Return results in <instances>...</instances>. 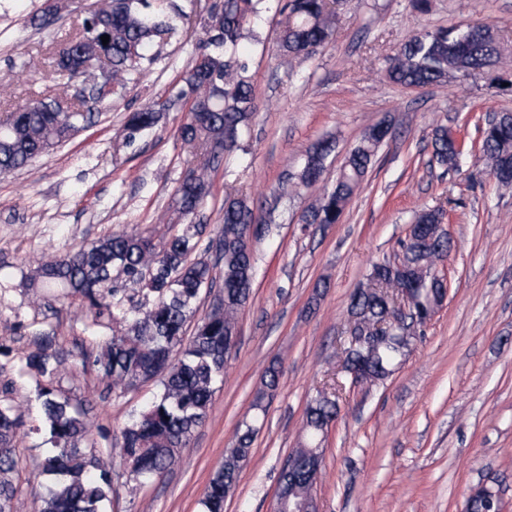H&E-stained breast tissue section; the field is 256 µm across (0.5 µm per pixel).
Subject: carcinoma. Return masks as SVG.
Instances as JSON below:
<instances>
[{"label": "carcinoma", "mask_w": 512, "mask_h": 512, "mask_svg": "<svg viewBox=\"0 0 512 512\" xmlns=\"http://www.w3.org/2000/svg\"><path fill=\"white\" fill-rule=\"evenodd\" d=\"M263 0H220L217 24L207 26V38L199 46L191 66L181 78L175 96L148 104L129 113L120 136L125 144L159 125L173 103L187 107L179 128L182 142L198 152L202 162L187 170L175 191L177 212L196 216L211 194L209 172L224 154L239 147L244 131L257 111L249 68L237 54L241 39L250 32L251 19L260 13ZM278 44L285 55L316 54L333 35L336 8L328 0H284ZM191 14L177 0H103L96 14L82 22L79 34L53 57L56 73L68 67L79 70L89 85L99 82L101 56L111 60L112 96H122L129 83L153 62L148 50L170 39L176 21ZM109 36L108 44L101 37ZM484 42L467 38L457 26L440 27L406 40L400 52L389 59L387 79L405 87L443 84L453 72L476 75L496 58ZM91 113L79 106L68 112H47L34 100L10 113L0 124V174L28 166L35 158L67 141L90 124ZM381 140L370 128L351 150L335 185L319 204L305 215L307 224H336L349 198L362 181L377 154ZM438 163H455L457 153L448 143V128L439 126L432 140ZM482 149L491 172L504 186L512 184V124L497 122L484 129ZM331 144L321 142L307 152L298 181L289 188H311L324 173ZM249 201L241 197L224 200V227L218 239L215 262L198 256L204 224H182L178 230L155 242L143 233L115 232L88 248H80L42 261L30 279L33 288H61L65 297H79L95 315L121 317V333L97 350L92 365L114 388H130L159 379V394L133 414L121 431V454L131 474L145 481L166 475L177 460L179 449L188 445L205 422L217 381L224 378L229 342L237 336L236 318L251 298L254 262L253 240L247 218ZM441 208L418 213L414 224L423 227L401 242L400 265L389 261L372 265L365 286L352 296L349 312L362 317L361 330L368 331L388 311L383 290L413 288L415 307L425 316L443 284L435 274L450 245L442 227ZM120 283L135 286L145 301L125 306ZM219 287L211 310L196 325L184 343L186 327L197 314V300L205 288ZM395 341L342 352L346 379L361 371L368 382L389 377L405 356ZM26 365L45 379L38 392V414L48 433L51 451L42 461L44 472L60 477V488L49 491L39 512H104L112 494L108 465L86 452L85 442L94 422L85 409L58 398L53 380L60 360L54 338L43 336ZM337 402L325 391L318 393L306 412V439L294 454L306 468L279 480L287 484L293 499H307L314 492L321 471L323 428L336 419ZM21 416L10 405H0V512H18V489L9 479L18 459L16 442ZM255 429L243 422L235 442L224 456L205 489L203 512H224L231 479L238 475L241 460L252 452ZM497 498L487 489L472 501L471 512H496Z\"/></svg>", "instance_id": "cac0c4a2"}]
</instances>
